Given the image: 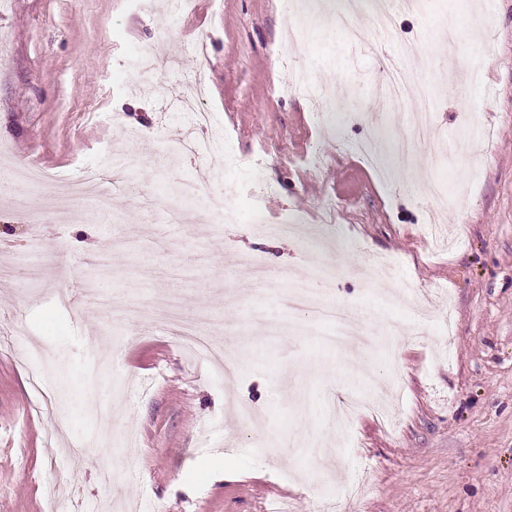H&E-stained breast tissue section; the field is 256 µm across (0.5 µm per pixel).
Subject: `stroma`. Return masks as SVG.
Returning <instances> with one entry per match:
<instances>
[{
	"mask_svg": "<svg viewBox=\"0 0 512 512\" xmlns=\"http://www.w3.org/2000/svg\"><path fill=\"white\" fill-rule=\"evenodd\" d=\"M288 24L280 0H0V162L42 175L0 194V336L25 330L0 346V512H512V0H425L372 52L317 24L294 44ZM158 45L155 97L136 75ZM407 46L433 59L414 105L453 156L422 146L382 179L355 146L404 123L379 89ZM282 54L320 74L322 121L277 94ZM194 95L226 153L165 164ZM91 167L120 189L58 211V176ZM225 191L238 220L210 223L202 195ZM258 208L300 235L256 231ZM434 209L453 246L424 245ZM339 257L350 272L323 278ZM299 282L355 315L357 340L289 310ZM166 302L237 357L234 386L148 316ZM374 391L395 431L329 424L337 396Z\"/></svg>",
	"mask_w": 512,
	"mask_h": 512,
	"instance_id": "35a3bbf8",
	"label": "stroma"
}]
</instances>
